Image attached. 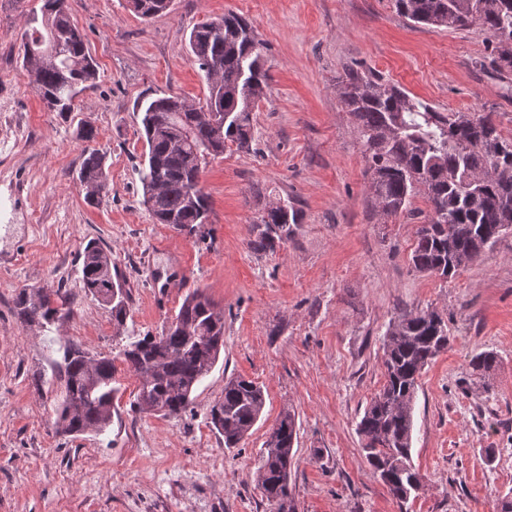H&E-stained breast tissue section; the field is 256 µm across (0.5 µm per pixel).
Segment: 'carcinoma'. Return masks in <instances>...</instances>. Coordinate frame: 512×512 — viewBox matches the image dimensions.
I'll list each match as a JSON object with an SVG mask.
<instances>
[{"mask_svg": "<svg viewBox=\"0 0 512 512\" xmlns=\"http://www.w3.org/2000/svg\"><path fill=\"white\" fill-rule=\"evenodd\" d=\"M406 19L431 28L477 23L493 40L489 58L496 71H512V0H393ZM142 19L171 9L173 0H127ZM190 54L208 87L203 105L163 95L139 101L140 135L145 142L139 168L144 204L157 224L190 235L209 218V196L200 176L208 160L234 145L248 151L255 140L252 112L269 94L262 44L253 23L229 12L196 25ZM18 56L45 111L68 117L76 99L91 88L97 68L83 33L70 19L67 0H44L41 14L30 15L21 33ZM341 98L365 146L372 202L391 217L424 216L416 230L411 262L424 273L459 271L497 244L512 227V138L501 134L491 113L440 112L384 82L374 71L351 70L340 84ZM78 181L84 199L97 206L109 195L105 157L83 153ZM422 196L427 213L413 207ZM298 213L286 203H271L253 225L250 247L273 251L293 234ZM85 292L110 307L121 328L129 316V293L116 273L112 250L96 240L82 252ZM25 324L43 328L74 313V302L60 288H23L16 299ZM451 336L435 311H409L388 326L384 339L385 383L365 408L358 433L373 476L399 502L417 491L420 475L411 463L414 400L418 379ZM224 350V308L195 289L158 336L146 335L117 354L93 355L80 344L63 348L53 362L49 385L56 388V427L69 435L105 433L119 414L118 365L139 382L133 408L177 416ZM499 364L483 351L470 360L478 378ZM265 407L263 388L237 377L224 383V395L210 410L224 447L235 448L251 432ZM296 418L286 411L272 427L256 471V481L275 512H295L289 489Z\"/></svg>", "mask_w": 512, "mask_h": 512, "instance_id": "carcinoma-1", "label": "carcinoma"}]
</instances>
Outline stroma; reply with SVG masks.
<instances>
[{"mask_svg":"<svg viewBox=\"0 0 512 512\" xmlns=\"http://www.w3.org/2000/svg\"><path fill=\"white\" fill-rule=\"evenodd\" d=\"M42 4L0 0V512H273L255 471L288 410L296 512H497L512 496V235L454 279L416 271V224L374 209L338 91L365 66L439 111L491 113L512 137V71L491 66L489 32L416 25L390 0H174L148 22L125 0H69L98 77L63 118L44 111L18 59L25 20ZM229 11L255 25L270 93L253 114L251 150L229 147L201 175L203 234H183L142 203L134 104L163 92L204 103L189 33ZM82 124L93 141L79 137ZM89 147L105 154L111 187L96 207L77 179ZM280 198L300 214L294 234L276 251L251 250L254 221ZM90 239L111 249L129 291L123 328L82 288ZM32 287L67 289L73 316L49 331L23 323L16 297ZM195 289L224 309V352L187 411H132L138 380L122 369L106 434L57 432L44 376L60 346L109 353L159 334ZM427 309L454 341L419 380L412 463L422 488L401 504L372 475L357 423L385 382L390 321ZM483 351L499 358L485 388L469 365ZM236 376L261 385L266 406L228 448L210 408Z\"/></svg>","mask_w":512,"mask_h":512,"instance_id":"1","label":"stroma"}]
</instances>
